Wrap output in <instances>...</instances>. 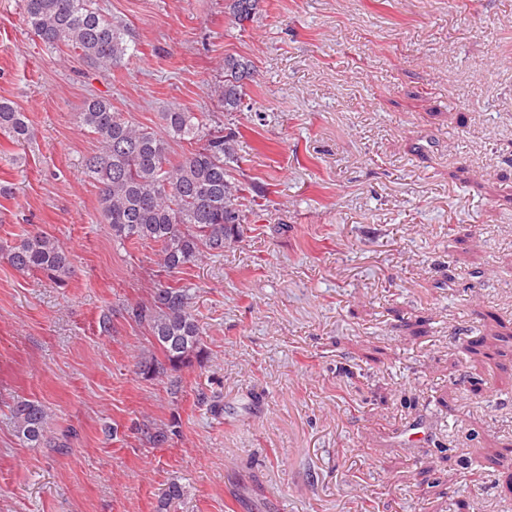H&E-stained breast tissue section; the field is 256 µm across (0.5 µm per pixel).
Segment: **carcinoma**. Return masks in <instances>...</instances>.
Returning a JSON list of instances; mask_svg holds the SVG:
<instances>
[{
	"label": "carcinoma",
	"instance_id": "cac0c4a2",
	"mask_svg": "<svg viewBox=\"0 0 512 512\" xmlns=\"http://www.w3.org/2000/svg\"><path fill=\"white\" fill-rule=\"evenodd\" d=\"M261 0H224V13L242 25L253 20ZM29 32L50 48L64 47L90 68L106 75L137 55L130 28L92 6V0H25ZM254 67L242 56L224 57V111L239 112ZM163 132L139 126L112 110L105 98L89 100L77 122L93 134L98 152L83 159V169L99 190V205L116 240L151 241L159 246L163 279L147 303L130 308V318L149 328L160 355L139 362L140 374L178 371L203 357V329L193 314L191 288L175 278L194 262L200 249L224 250L240 235L246 220L242 209L245 186L230 179L235 160L234 139L211 130L195 112L175 106L161 113ZM0 135L13 143L31 136L26 113L0 99ZM189 145L174 163L169 141ZM60 243L31 232L10 246L9 262L20 272L52 275L66 265ZM11 416L19 436L38 447L45 439L47 411L35 400L17 401ZM183 498L177 483L169 485L156 512H176Z\"/></svg>",
	"mask_w": 512,
	"mask_h": 512
}]
</instances>
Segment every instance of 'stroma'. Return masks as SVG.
Listing matches in <instances>:
<instances>
[{
	"instance_id": "35a3bbf8",
	"label": "stroma",
	"mask_w": 512,
	"mask_h": 512,
	"mask_svg": "<svg viewBox=\"0 0 512 512\" xmlns=\"http://www.w3.org/2000/svg\"><path fill=\"white\" fill-rule=\"evenodd\" d=\"M95 3L139 49L107 76L0 0V98L33 131L0 137V512H155L174 482L177 512H512V0H262L241 25L224 0ZM228 55L256 70L239 112ZM94 97L156 130L203 113L264 192L185 269L206 356L160 377L126 312L156 249L113 240L83 172ZM32 230L54 277L8 260ZM20 399L49 409L40 447ZM9 247V262L20 272L39 271L53 275L66 265L67 256L60 243L42 232H30ZM11 416L19 436L33 447L45 441L47 411L39 401L23 399L11 408Z\"/></svg>"
}]
</instances>
